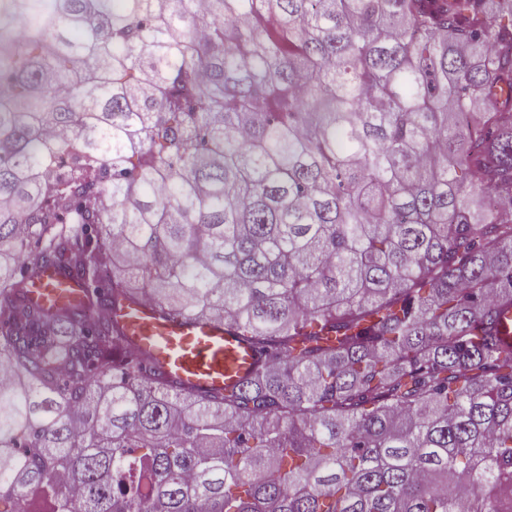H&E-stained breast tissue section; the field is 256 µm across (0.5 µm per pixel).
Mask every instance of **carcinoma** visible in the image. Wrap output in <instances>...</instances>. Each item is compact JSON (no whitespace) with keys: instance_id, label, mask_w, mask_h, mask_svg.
Returning <instances> with one entry per match:
<instances>
[{"instance_id":"1","label":"carcinoma","mask_w":512,"mask_h":512,"mask_svg":"<svg viewBox=\"0 0 512 512\" xmlns=\"http://www.w3.org/2000/svg\"><path fill=\"white\" fill-rule=\"evenodd\" d=\"M510 11L0 0V504L512 512ZM122 300L257 367L183 386ZM80 289L73 279L50 270L42 275L30 288V296L45 307H52L67 300L78 298Z\"/></svg>"}]
</instances>
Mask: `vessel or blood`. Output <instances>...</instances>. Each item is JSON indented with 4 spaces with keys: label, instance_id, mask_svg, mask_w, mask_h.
Listing matches in <instances>:
<instances>
[{
    "label": "vessel or blood",
    "instance_id": "vessel-or-blood-1",
    "mask_svg": "<svg viewBox=\"0 0 512 512\" xmlns=\"http://www.w3.org/2000/svg\"><path fill=\"white\" fill-rule=\"evenodd\" d=\"M30 295L52 307L79 297L73 279L48 271ZM125 336L170 377L200 391H220L248 377L257 356L237 331L223 323L171 319L154 306L128 303L118 317Z\"/></svg>",
    "mask_w": 512,
    "mask_h": 512
}]
</instances>
